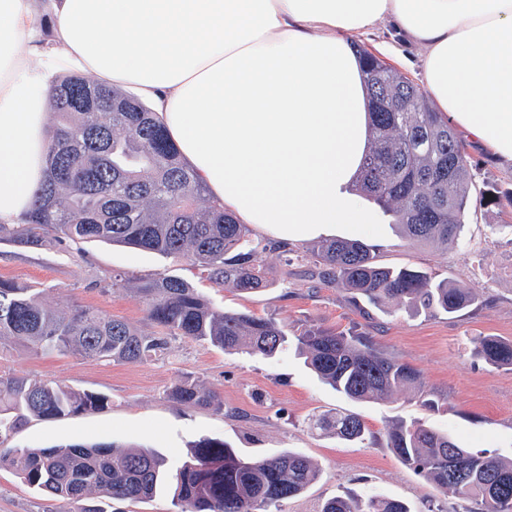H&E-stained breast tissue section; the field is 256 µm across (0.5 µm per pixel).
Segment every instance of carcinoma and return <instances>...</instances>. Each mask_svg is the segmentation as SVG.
<instances>
[{
	"mask_svg": "<svg viewBox=\"0 0 512 512\" xmlns=\"http://www.w3.org/2000/svg\"><path fill=\"white\" fill-rule=\"evenodd\" d=\"M365 82L370 99L371 146L355 190L393 218L412 244H458L472 203L470 162L448 120L433 111L418 85L370 52ZM56 121L47 153V176L22 224H0V240L35 244L103 241L181 258L200 278L241 293L268 286L263 253L290 250L260 243L246 224L205 199L192 170L181 161L151 109L132 94L80 74L58 78L51 91ZM317 275L356 301L411 314H455L473 306L470 288L439 279L421 267H387L358 240L331 239L312 249ZM158 336L138 334L126 322L92 308L52 307L38 293L0 280V345L33 354L140 362L162 353L168 337L206 341L224 350L274 356L289 340L271 318L212 306L188 281L159 276L132 289ZM309 368L336 392L364 402L403 390L424 397L419 372L387 356L368 336L311 326L295 337ZM474 355L512 367V341L478 339ZM170 396L189 406L213 407L218 399L187 381ZM105 396L51 380L0 375V442L29 418L42 420L95 413ZM310 427L338 439L364 442L360 415L322 414ZM387 447L440 491L473 500L477 512H512V459L462 447L420 422H397L385 432ZM30 488L79 502L92 496L138 502L162 486L176 512H267V506L301 494L318 477L305 456L286 451L246 458L224 440L204 438L176 467L140 446L72 445L24 449L1 456ZM321 512H410L406 503L371 495L361 502L336 496Z\"/></svg>",
	"mask_w": 512,
	"mask_h": 512,
	"instance_id": "1",
	"label": "carcinoma"
}]
</instances>
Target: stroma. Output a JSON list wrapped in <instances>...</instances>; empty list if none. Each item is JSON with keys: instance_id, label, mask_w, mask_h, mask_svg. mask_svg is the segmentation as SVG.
Segmentation results:
<instances>
[{"instance_id": "35a3bbf8", "label": "stroma", "mask_w": 512, "mask_h": 512, "mask_svg": "<svg viewBox=\"0 0 512 512\" xmlns=\"http://www.w3.org/2000/svg\"><path fill=\"white\" fill-rule=\"evenodd\" d=\"M464 152L471 164V192L489 202L469 214L459 246L408 243L387 215L376 224H333L326 232L330 239L372 246L379 264L423 267L473 289L477 306L453 316H413L393 306L360 311L350 293L312 277L309 240L295 244L299 258L289 266L279 252H266L269 285L253 294L200 279L184 260L124 245L51 238L36 247L0 242V279L41 288L46 304L89 307L146 334L158 333V326L130 293L113 287L114 274L136 282L164 274L181 277L215 307L274 318L292 336L311 325L357 329L420 372L433 407L402 394L351 401L320 381L292 343L266 358L177 336L165 356L134 364L69 354L36 356L6 345L0 347V374L56 381L106 395L111 404L92 414L29 419L0 443V453L116 442L155 449L177 464L199 440L218 437L244 455L269 457L290 450L318 466L319 475L305 492L270 506L269 512H320L326 500L345 494L397 499L411 512H473L474 503L442 494L404 466L383 437L392 423L419 421L465 447L512 457V367L489 365L472 353L481 336L512 341V235L495 230L512 224V168L499 165L478 145H465ZM182 380L217 395L223 409L188 407L169 398ZM336 411L358 413L372 439L350 445L309 429L310 418ZM82 507L88 512H175L165 491L140 503L103 497L77 505L36 492L13 469L0 468V512H78Z\"/></svg>"}]
</instances>
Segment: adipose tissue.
Here are the masks:
<instances>
[{
    "mask_svg": "<svg viewBox=\"0 0 512 512\" xmlns=\"http://www.w3.org/2000/svg\"><path fill=\"white\" fill-rule=\"evenodd\" d=\"M386 24L421 48L436 111L512 167V0H0V224L32 207L75 70L146 102L240 223L286 243L374 223L350 189L369 147L353 45Z\"/></svg>",
    "mask_w": 512,
    "mask_h": 512,
    "instance_id": "1",
    "label": "adipose tissue"
}]
</instances>
